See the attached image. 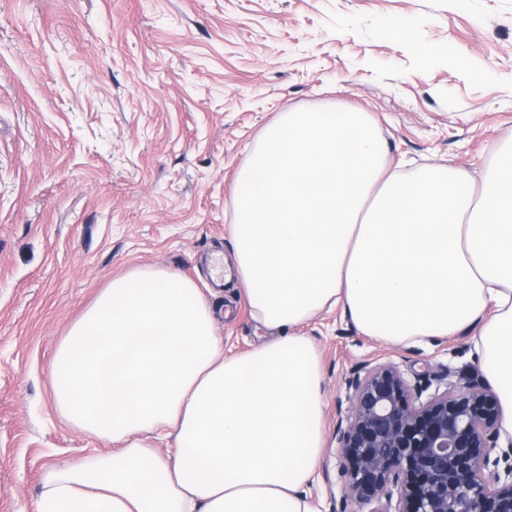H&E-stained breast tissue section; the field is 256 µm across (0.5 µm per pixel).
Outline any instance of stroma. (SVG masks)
Wrapping results in <instances>:
<instances>
[{
	"label": "stroma",
	"mask_w": 512,
	"mask_h": 512,
	"mask_svg": "<svg viewBox=\"0 0 512 512\" xmlns=\"http://www.w3.org/2000/svg\"><path fill=\"white\" fill-rule=\"evenodd\" d=\"M324 106L368 113L402 172L488 171L512 144V0H0V512H35L47 469L113 450L49 379L113 278H190L225 356L273 339L216 272L233 266L235 177L281 113ZM298 331L323 373L317 512L343 508L353 366L434 391L485 375L469 326L395 346L335 308Z\"/></svg>",
	"instance_id": "35a3bbf8"
}]
</instances>
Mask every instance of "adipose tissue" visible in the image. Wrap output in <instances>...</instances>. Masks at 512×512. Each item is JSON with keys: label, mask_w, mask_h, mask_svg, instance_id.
Masks as SVG:
<instances>
[{"label": "adipose tissue", "mask_w": 512, "mask_h": 512, "mask_svg": "<svg viewBox=\"0 0 512 512\" xmlns=\"http://www.w3.org/2000/svg\"><path fill=\"white\" fill-rule=\"evenodd\" d=\"M385 157L365 112H285L266 127L236 178L233 261L275 337L245 354L225 356L188 278L140 266L103 289L60 342L50 383L70 421L117 448L51 468L37 512H313L321 370L295 328L338 306L398 344L479 323L512 437V154L479 179Z\"/></svg>", "instance_id": "ef3b65f1"}]
</instances>
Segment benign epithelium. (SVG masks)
<instances>
[{
    "mask_svg": "<svg viewBox=\"0 0 512 512\" xmlns=\"http://www.w3.org/2000/svg\"><path fill=\"white\" fill-rule=\"evenodd\" d=\"M346 421L336 426L345 499L391 503L395 512H512V467L491 458L499 400L478 381L422 398L388 363L366 362L345 379Z\"/></svg>",
    "mask_w": 512,
    "mask_h": 512,
    "instance_id": "1",
    "label": "benign epithelium"
}]
</instances>
